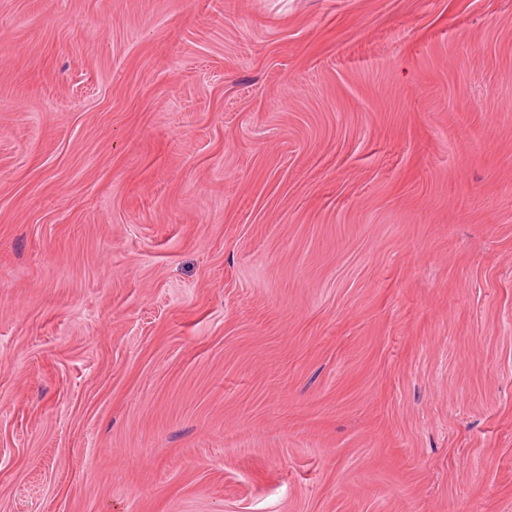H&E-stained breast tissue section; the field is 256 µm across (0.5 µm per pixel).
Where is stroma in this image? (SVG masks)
Returning <instances> with one entry per match:
<instances>
[{"instance_id":"1","label":"stroma","mask_w":512,"mask_h":512,"mask_svg":"<svg viewBox=\"0 0 512 512\" xmlns=\"http://www.w3.org/2000/svg\"><path fill=\"white\" fill-rule=\"evenodd\" d=\"M0 512H512V0H0Z\"/></svg>"}]
</instances>
